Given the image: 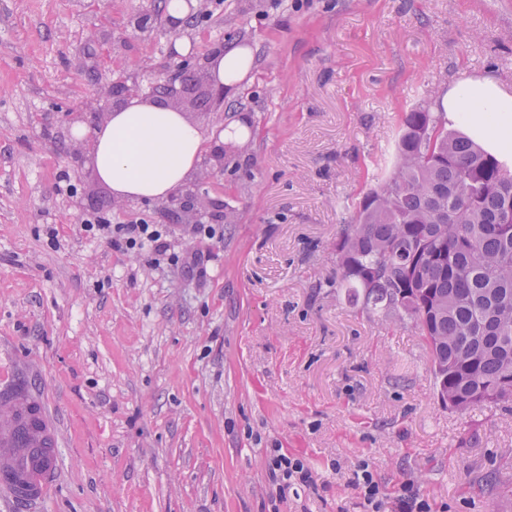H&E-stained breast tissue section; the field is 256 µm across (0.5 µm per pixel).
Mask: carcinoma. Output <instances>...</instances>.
I'll use <instances>...</instances> for the list:
<instances>
[{
	"mask_svg": "<svg viewBox=\"0 0 512 512\" xmlns=\"http://www.w3.org/2000/svg\"><path fill=\"white\" fill-rule=\"evenodd\" d=\"M354 209L336 243V287L412 324L451 409L512 410V161L415 107L401 113L386 175ZM11 438L51 447L26 424Z\"/></svg>",
	"mask_w": 512,
	"mask_h": 512,
	"instance_id": "obj_1",
	"label": "carcinoma"
}]
</instances>
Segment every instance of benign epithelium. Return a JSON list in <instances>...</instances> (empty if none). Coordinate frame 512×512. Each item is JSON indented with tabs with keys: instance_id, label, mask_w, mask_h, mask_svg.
I'll return each mask as SVG.
<instances>
[{
	"instance_id": "obj_1",
	"label": "benign epithelium",
	"mask_w": 512,
	"mask_h": 512,
	"mask_svg": "<svg viewBox=\"0 0 512 512\" xmlns=\"http://www.w3.org/2000/svg\"><path fill=\"white\" fill-rule=\"evenodd\" d=\"M188 13L183 18L166 17V31L172 36L167 42L164 56L170 66L164 70L162 79L149 78L146 84L140 86L136 83H127L118 78L108 86V90L95 107L72 111L67 113L69 125L82 123L90 129L102 125L112 114V110L125 104L132 98L142 101L157 102L163 106L171 107L179 112L184 111V90L180 82L181 73L191 65L203 72L209 69L211 54L197 56L189 53L181 55L175 48V39L189 37L195 29L193 23L209 14L210 0H186ZM131 34L142 40H155L158 30L156 26L145 19L134 20L128 24ZM103 57L96 53L82 51L75 58L74 70L79 75L96 73L101 69ZM90 143L86 138H77L72 141V158L77 167H83L88 160ZM203 169L209 172L224 170V143L212 146L208 157L204 159ZM167 209L178 210L182 213L186 224H211L224 221V203L212 199L199 191V184L191 183L172 192L164 202Z\"/></svg>"
}]
</instances>
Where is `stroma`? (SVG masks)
Wrapping results in <instances>:
<instances>
[{
  "label": "stroma",
  "mask_w": 512,
  "mask_h": 512,
  "mask_svg": "<svg viewBox=\"0 0 512 512\" xmlns=\"http://www.w3.org/2000/svg\"><path fill=\"white\" fill-rule=\"evenodd\" d=\"M147 0H0V383L27 380L57 425L59 471L38 504L0 512H362L366 460L388 512L402 485L432 512H512V412L437 398L410 325L353 307L336 241L388 168L398 115L490 73L512 87V0H223L195 50L246 45L252 67L203 130L245 144L201 192L233 212L193 233L160 203L86 208L72 183L69 111L161 59L126 34ZM120 35L100 72L70 56ZM171 225L166 255L87 235L94 212ZM200 257L196 266L186 256ZM313 482L279 494L271 449Z\"/></svg>",
  "instance_id": "1"
}]
</instances>
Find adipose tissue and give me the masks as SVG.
<instances>
[{
    "label": "adipose tissue",
    "mask_w": 512,
    "mask_h": 512,
    "mask_svg": "<svg viewBox=\"0 0 512 512\" xmlns=\"http://www.w3.org/2000/svg\"><path fill=\"white\" fill-rule=\"evenodd\" d=\"M252 53L230 46L212 58L217 85L235 90L248 73ZM434 108L452 125H463L486 150L503 152L512 146V94L491 76H471L439 96ZM508 115L507 124L489 127V113ZM76 137H90L89 162L98 178L117 198L158 201L188 183L198 171L214 140L246 141L239 122L222 126L218 134L204 132L183 113L155 103L130 100L113 111L104 125L89 131L75 126Z\"/></svg>",
    "instance_id": "obj_1"
}]
</instances>
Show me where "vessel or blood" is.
Segmentation results:
<instances>
[{
	"label": "vessel or blood",
	"mask_w": 512,
	"mask_h": 512,
	"mask_svg": "<svg viewBox=\"0 0 512 512\" xmlns=\"http://www.w3.org/2000/svg\"><path fill=\"white\" fill-rule=\"evenodd\" d=\"M58 466L52 448L0 447V485L15 498L41 501L56 480Z\"/></svg>",
	"instance_id": "b4317fda"
}]
</instances>
